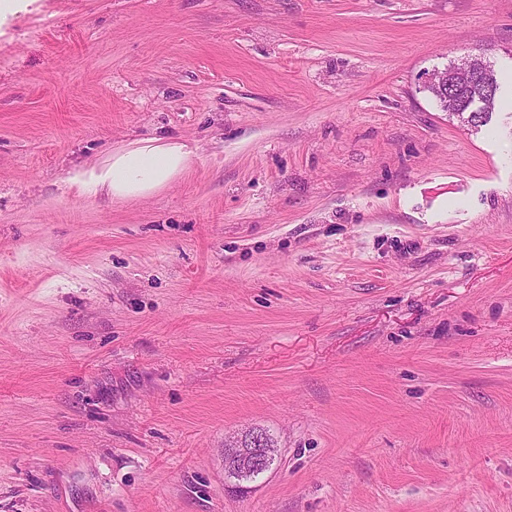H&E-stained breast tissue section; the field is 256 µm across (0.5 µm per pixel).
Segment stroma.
<instances>
[{
	"mask_svg": "<svg viewBox=\"0 0 512 512\" xmlns=\"http://www.w3.org/2000/svg\"><path fill=\"white\" fill-rule=\"evenodd\" d=\"M481 49L475 131L423 84ZM153 136V196L70 184ZM0 512H512V0L1 14ZM265 435L249 431L244 435L224 442V476L231 470L241 475L268 471L277 458V448L271 447ZM258 473L255 477H257ZM254 477V478H255Z\"/></svg>",
	"mask_w": 512,
	"mask_h": 512,
	"instance_id": "1",
	"label": "stroma"
}]
</instances>
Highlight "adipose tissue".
<instances>
[{
  "label": "adipose tissue",
  "mask_w": 512,
  "mask_h": 512,
  "mask_svg": "<svg viewBox=\"0 0 512 512\" xmlns=\"http://www.w3.org/2000/svg\"><path fill=\"white\" fill-rule=\"evenodd\" d=\"M190 163L184 144L149 138L112 150L100 166L76 173L71 182L80 190L116 200L139 199L157 193Z\"/></svg>",
  "instance_id": "ef3b65f1"
}]
</instances>
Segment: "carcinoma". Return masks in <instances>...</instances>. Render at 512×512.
Listing matches in <instances>:
<instances>
[{
  "mask_svg": "<svg viewBox=\"0 0 512 512\" xmlns=\"http://www.w3.org/2000/svg\"><path fill=\"white\" fill-rule=\"evenodd\" d=\"M472 69L480 76L481 82L459 89L455 98L444 96L438 88L427 86L428 91L440 104L443 111L474 128L488 124L499 102L500 83L492 61L486 51H481L460 64L451 63L446 67L450 73Z\"/></svg>",
  "mask_w": 512,
  "mask_h": 512,
  "instance_id": "obj_1",
  "label": "carcinoma"
}]
</instances>
